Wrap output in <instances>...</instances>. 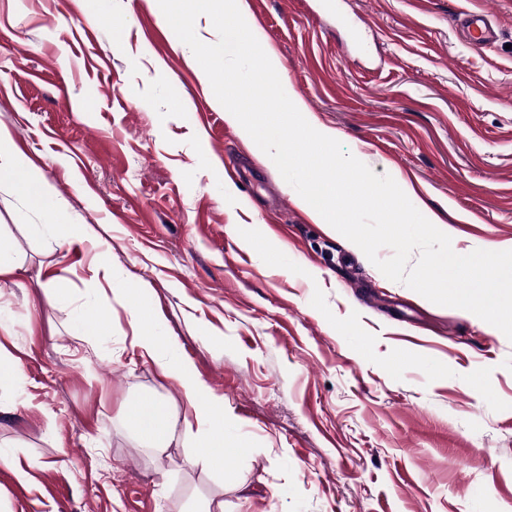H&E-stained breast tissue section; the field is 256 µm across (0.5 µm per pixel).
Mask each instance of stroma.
I'll return each instance as SVG.
<instances>
[{
  "label": "stroma",
  "mask_w": 512,
  "mask_h": 512,
  "mask_svg": "<svg viewBox=\"0 0 512 512\" xmlns=\"http://www.w3.org/2000/svg\"><path fill=\"white\" fill-rule=\"evenodd\" d=\"M320 2L247 0L288 97L460 252L512 244V0H345L355 43ZM468 10L493 44L464 42ZM200 70L158 0H0V127L46 194L0 179V512H512V341L313 221ZM52 212L95 238L32 234ZM131 276L224 399L228 477L183 427L157 453L121 422L143 395L186 410L133 344ZM104 309L108 335L74 334ZM461 21L465 39L473 47H485L497 38V30L485 11L465 12Z\"/></svg>",
  "instance_id": "1"
}]
</instances>
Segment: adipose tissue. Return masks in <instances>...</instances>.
Wrapping results in <instances>:
<instances>
[{"label": "adipose tissue", "mask_w": 512, "mask_h": 512, "mask_svg": "<svg viewBox=\"0 0 512 512\" xmlns=\"http://www.w3.org/2000/svg\"><path fill=\"white\" fill-rule=\"evenodd\" d=\"M6 172L15 191L27 198L35 207L45 204V192L33 168L16 156L11 148L9 134L0 129V172ZM125 297L136 316V345L142 356L154 361L161 374L175 380L199 425L190 437L197 462L217 474H224L227 456L240 452L238 443L228 439L224 430V402L217 398L198 378L190 363L176 355L161 352L162 330L156 316L143 306V288L134 279L125 282ZM123 419L139 441L149 447L165 449L177 417L167 403L142 398L127 404Z\"/></svg>", "instance_id": "adipose-tissue-1"}]
</instances>
